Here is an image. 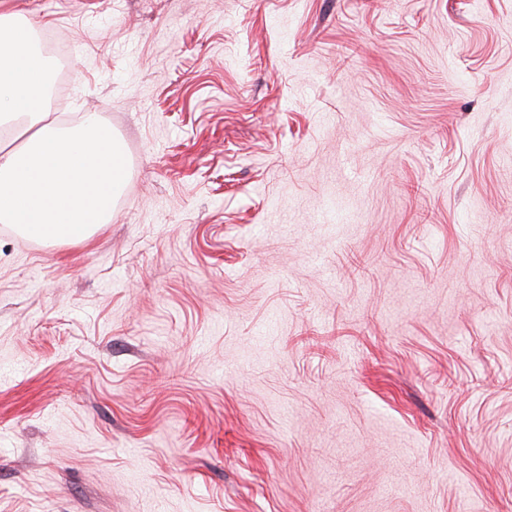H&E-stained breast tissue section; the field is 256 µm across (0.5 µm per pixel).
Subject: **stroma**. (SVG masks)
I'll return each mask as SVG.
<instances>
[{
	"label": "stroma",
	"instance_id": "obj_1",
	"mask_svg": "<svg viewBox=\"0 0 512 512\" xmlns=\"http://www.w3.org/2000/svg\"><path fill=\"white\" fill-rule=\"evenodd\" d=\"M130 167L0 224V512H512V0H0Z\"/></svg>",
	"mask_w": 512,
	"mask_h": 512
}]
</instances>
